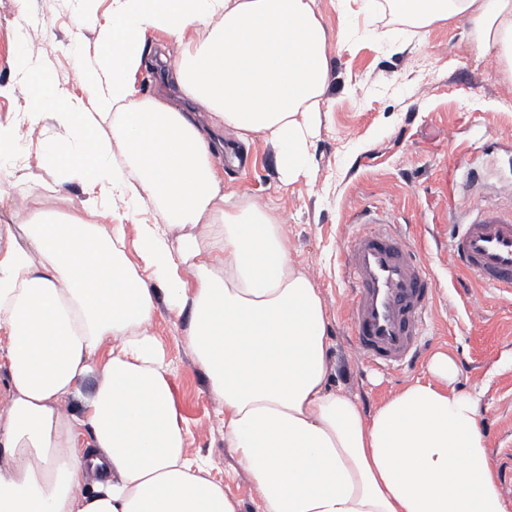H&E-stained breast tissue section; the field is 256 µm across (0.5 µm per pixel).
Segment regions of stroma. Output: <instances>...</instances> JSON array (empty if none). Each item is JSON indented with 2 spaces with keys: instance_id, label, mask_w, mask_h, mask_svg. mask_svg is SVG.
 Returning a JSON list of instances; mask_svg holds the SVG:
<instances>
[{
  "instance_id": "obj_1",
  "label": "stroma",
  "mask_w": 512,
  "mask_h": 512,
  "mask_svg": "<svg viewBox=\"0 0 512 512\" xmlns=\"http://www.w3.org/2000/svg\"><path fill=\"white\" fill-rule=\"evenodd\" d=\"M79 0H0V86H15L14 60L24 45L34 55L24 89L0 96V122L19 120L27 88H53L44 107L65 112L84 96L75 70L81 50L96 51L92 31H77ZM333 39L332 85L313 149V180L281 189L273 151L254 140L240 165L222 163L224 191L276 208L288 236L319 283L330 314L334 383L356 396L365 413L392 393L427 380L430 354L448 352L458 390L475 395L492 472L512 512V294L459 270L448 228L470 205L512 207V82L465 35L463 21L429 29L385 15L364 20L351 0H318ZM33 189L0 219L25 223L29 212L71 213L82 187L60 183L55 170L30 166ZM387 216L416 248L435 284L425 354L409 368L366 363L349 330V281L342 266L347 237L361 208ZM187 318L159 317L155 336L175 369L174 396L189 429L191 453L211 460L229 495L251 501L247 478L234 472L224 446L218 404L183 343Z\"/></svg>"
}]
</instances>
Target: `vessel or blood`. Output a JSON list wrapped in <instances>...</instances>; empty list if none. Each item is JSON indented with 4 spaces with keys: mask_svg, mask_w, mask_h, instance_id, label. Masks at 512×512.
I'll return each instance as SVG.
<instances>
[{
    "mask_svg": "<svg viewBox=\"0 0 512 512\" xmlns=\"http://www.w3.org/2000/svg\"><path fill=\"white\" fill-rule=\"evenodd\" d=\"M342 254L352 284L354 348L380 366L411 365L432 317L433 281L419 255L389 225L361 218ZM461 270L502 292H512V208H475L452 237Z\"/></svg>",
    "mask_w": 512,
    "mask_h": 512,
    "instance_id": "obj_1",
    "label": "vessel or blood"
}]
</instances>
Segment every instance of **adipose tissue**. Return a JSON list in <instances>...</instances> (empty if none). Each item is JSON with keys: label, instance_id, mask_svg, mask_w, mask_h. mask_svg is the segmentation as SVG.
<instances>
[{"label": "adipose tissue", "instance_id": "ef3b65f1", "mask_svg": "<svg viewBox=\"0 0 512 512\" xmlns=\"http://www.w3.org/2000/svg\"><path fill=\"white\" fill-rule=\"evenodd\" d=\"M355 2L368 19L464 21L512 79V0ZM77 25L107 48L76 63L93 107L54 113L63 135L39 162L86 197L61 218L0 220V512H242L188 451L153 333L164 313L189 318L253 512H507L453 358L436 353L429 380L363 414L331 384L322 290L276 210L224 193L218 161L257 138L281 187L315 173L331 85L317 0H112ZM151 29L179 47L177 101L135 97ZM148 205L127 254L123 219Z\"/></svg>", "mask_w": 512, "mask_h": 512}]
</instances>
